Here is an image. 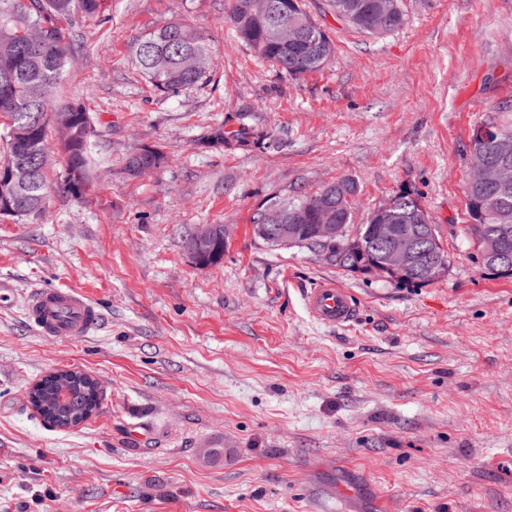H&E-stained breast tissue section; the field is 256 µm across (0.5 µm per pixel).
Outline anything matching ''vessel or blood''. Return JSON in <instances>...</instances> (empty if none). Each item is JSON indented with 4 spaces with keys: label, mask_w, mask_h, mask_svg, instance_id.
Wrapping results in <instances>:
<instances>
[{
    "label": "vessel or blood",
    "mask_w": 512,
    "mask_h": 512,
    "mask_svg": "<svg viewBox=\"0 0 512 512\" xmlns=\"http://www.w3.org/2000/svg\"><path fill=\"white\" fill-rule=\"evenodd\" d=\"M307 308L316 320L328 326L349 323L357 315L350 292L332 282L312 289ZM27 314L41 335L66 341L87 336L99 322L95 305L70 288L36 289L27 304Z\"/></svg>",
    "instance_id": "obj_1"
}]
</instances>
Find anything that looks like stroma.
Segmentation results:
<instances>
[{
    "instance_id": "obj_1",
    "label": "stroma",
    "mask_w": 512,
    "mask_h": 512,
    "mask_svg": "<svg viewBox=\"0 0 512 512\" xmlns=\"http://www.w3.org/2000/svg\"><path fill=\"white\" fill-rule=\"evenodd\" d=\"M304 3L336 55L300 76L236 39L230 0H105L101 26H67L77 60L57 98L83 99L107 161L76 198L54 149L44 215L0 218V512H339L346 490L355 512H512V278L464 231L472 131L512 118V0H401L402 26L382 34ZM173 20L208 31L216 66L162 96L130 47ZM219 123L282 146L201 147ZM144 145L166 163L128 177ZM344 178L357 224L410 191L447 276L403 285L253 238L268 196ZM197 224L229 225L220 263L189 258ZM327 280L353 294L354 321L308 314ZM35 288L83 293L98 327L38 334ZM64 368L103 387L69 431L27 397Z\"/></svg>"
}]
</instances>
